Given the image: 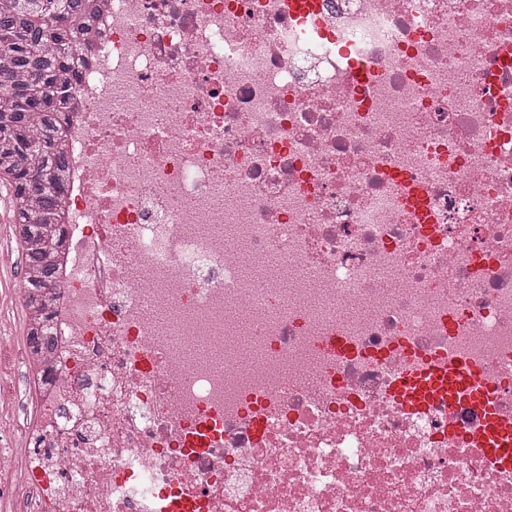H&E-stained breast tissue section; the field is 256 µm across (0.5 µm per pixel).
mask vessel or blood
<instances>
[{
	"mask_svg": "<svg viewBox=\"0 0 512 512\" xmlns=\"http://www.w3.org/2000/svg\"><path fill=\"white\" fill-rule=\"evenodd\" d=\"M395 391L408 403L418 405L436 397L464 401L486 417L480 434L486 459L499 467L512 468V424L495 413V392L487 373L469 362H427L403 370Z\"/></svg>",
	"mask_w": 512,
	"mask_h": 512,
	"instance_id": "vessel-or-blood-1",
	"label": "vessel or blood"
}]
</instances>
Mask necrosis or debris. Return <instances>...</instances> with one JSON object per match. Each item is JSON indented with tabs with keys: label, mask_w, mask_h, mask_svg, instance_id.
Returning a JSON list of instances; mask_svg holds the SVG:
<instances>
[{
	"label": "necrosis or debris",
	"mask_w": 512,
	"mask_h": 512,
	"mask_svg": "<svg viewBox=\"0 0 512 512\" xmlns=\"http://www.w3.org/2000/svg\"><path fill=\"white\" fill-rule=\"evenodd\" d=\"M81 72L34 512H512L391 391L461 357L512 418V0H100Z\"/></svg>",
	"instance_id": "1"
}]
</instances>
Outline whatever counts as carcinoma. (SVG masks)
<instances>
[{"label": "carcinoma", "mask_w": 512, "mask_h": 512, "mask_svg": "<svg viewBox=\"0 0 512 512\" xmlns=\"http://www.w3.org/2000/svg\"><path fill=\"white\" fill-rule=\"evenodd\" d=\"M96 11L95 0H0V180L12 189L26 344L36 351L52 346L37 325L58 283L50 254L63 240V114Z\"/></svg>", "instance_id": "cac0c4a2"}]
</instances>
